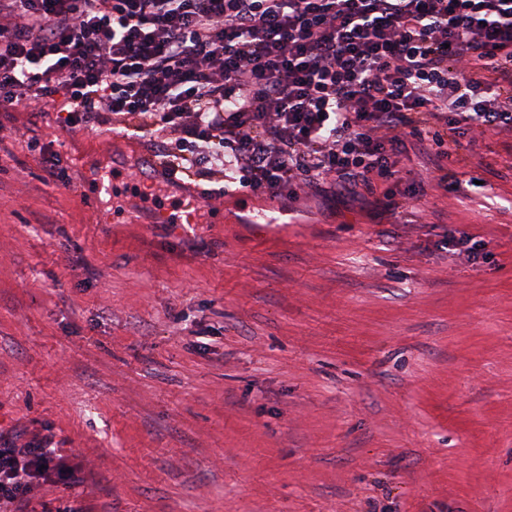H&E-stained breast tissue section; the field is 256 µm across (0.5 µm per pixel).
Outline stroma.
<instances>
[{
	"label": "stroma",
	"instance_id": "1",
	"mask_svg": "<svg viewBox=\"0 0 512 512\" xmlns=\"http://www.w3.org/2000/svg\"><path fill=\"white\" fill-rule=\"evenodd\" d=\"M112 127L0 134V434L81 475L36 512H512V137L465 135L450 190L405 143L394 212L229 195L156 224L127 171L156 147ZM54 145V141L49 140L48 142H42L41 139H35L30 143V148L33 151L38 150L40 154H50V165L45 168V176L43 181L45 184H57L58 182L63 185H68L65 178V169L61 167L60 153L51 151V147ZM59 157V158H58Z\"/></svg>",
	"mask_w": 512,
	"mask_h": 512
}]
</instances>
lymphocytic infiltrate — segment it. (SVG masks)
<instances>
[{
    "label": "lymphocytic infiltrate",
    "mask_w": 512,
    "mask_h": 512,
    "mask_svg": "<svg viewBox=\"0 0 512 512\" xmlns=\"http://www.w3.org/2000/svg\"><path fill=\"white\" fill-rule=\"evenodd\" d=\"M47 110L136 118L170 175L223 176L206 203L380 185L395 210L406 139L445 185L465 134H512V0H0V112ZM51 443L0 437V512L67 473Z\"/></svg>",
    "instance_id": "lymphocytic-infiltrate-1"
}]
</instances>
